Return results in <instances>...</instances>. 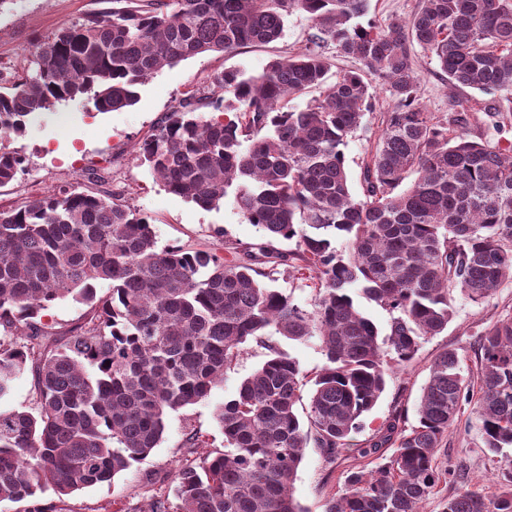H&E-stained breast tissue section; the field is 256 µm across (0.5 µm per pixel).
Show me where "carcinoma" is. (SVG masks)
<instances>
[{"label": "carcinoma", "mask_w": 512, "mask_h": 512, "mask_svg": "<svg viewBox=\"0 0 512 512\" xmlns=\"http://www.w3.org/2000/svg\"><path fill=\"white\" fill-rule=\"evenodd\" d=\"M108 2L31 43L25 76L0 77V188L25 163L3 141L38 113L76 98L98 112L124 109L160 68L274 42L295 12L315 33L259 75H209L137 146L165 190L206 209L232 196L269 239L257 251L160 249L149 218L105 192L64 187L0 210V399L25 372L35 393L29 410L0 409V502L57 512L75 491L111 483L160 444L169 412L206 402L254 340L267 359L216 410L224 449L180 464L171 507L151 512H307L293 495L305 449L336 464L391 363L448 327L453 292L481 304L512 280V149L469 139L466 112L426 111L413 54L416 44L427 50L451 88L497 97L484 114L503 130L512 0H421L412 19L385 26L358 22L369 0ZM326 43L366 71L326 85ZM374 79L394 107L363 158L356 198L344 148L371 108ZM306 93L304 107L290 105ZM208 108L224 117H206ZM338 237L348 252L336 250ZM281 239L295 247H273ZM279 266L316 282L311 307L264 282ZM358 291L391 314L385 335L360 312ZM65 297L90 310L58 335L42 317ZM274 336L320 339L326 362L305 424L295 410L303 371ZM477 359L469 381L455 350L435 357L418 425L395 412L357 449L367 463L347 470L325 512H422L445 477L455 490L442 512H512V316L480 331ZM467 405L475 421L462 427ZM473 427L497 457L490 496L437 463L448 431ZM48 492L57 502L43 501Z\"/></svg>", "instance_id": "1"}]
</instances>
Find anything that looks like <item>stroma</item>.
<instances>
[{
  "instance_id": "1",
  "label": "stroma",
  "mask_w": 512,
  "mask_h": 512,
  "mask_svg": "<svg viewBox=\"0 0 512 512\" xmlns=\"http://www.w3.org/2000/svg\"><path fill=\"white\" fill-rule=\"evenodd\" d=\"M98 6V0H0V73L21 75L23 54L35 39L54 33ZM313 31L309 15L296 12L288 17L281 38L275 42L249 45L225 55L199 54L163 67L139 86V98L131 107L99 112L91 104L76 100L43 113L28 125L23 136L8 143L9 148L25 156L26 162L17 178L0 189V209L18 207L63 185L75 186L113 193L147 215L162 248L175 245L206 249L221 244L245 247L262 242L259 228L242 219L232 199L205 209L166 191L140 164L136 146L155 131L161 118L187 92L200 87L207 75L228 68L259 74L275 59L298 52ZM414 54L426 111L443 114L455 108L482 112L488 95L469 89L451 92L429 53L418 47ZM393 105L387 87L375 84L373 108L345 149L351 180H358L364 150L380 133V113L390 111ZM454 310L445 331L426 337L411 362L394 366L387 374L385 390L362 417L354 444L361 446L371 439L397 407L404 409L407 425L416 424L417 403L429 377V366L443 350H456L463 374H475L478 332L512 316V281L503 282L479 305L455 295ZM264 359V348L252 341L244 344L208 401L169 414L161 443L144 461L118 474L111 484L68 496L64 512H147L153 501L170 495L173 473L185 456L186 430H199L208 450L223 449L224 436L213 410L236 396L241 382ZM438 460L443 468L463 469L473 487L488 494L494 492V457L487 449L475 447L470 437L449 432ZM346 466L343 459L328 465L319 449L306 450L297 471L294 495L307 512H324L326 498L343 485Z\"/></svg>"
}]
</instances>
